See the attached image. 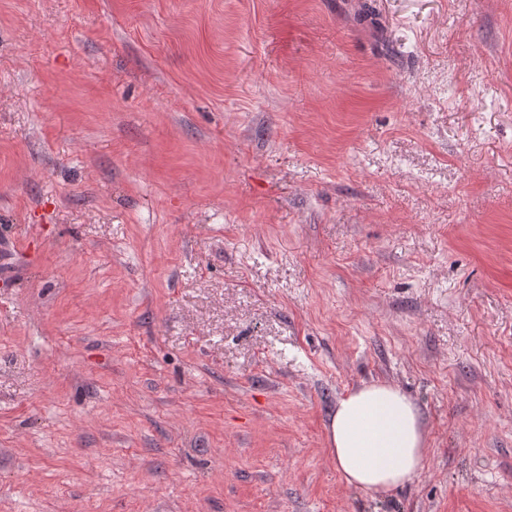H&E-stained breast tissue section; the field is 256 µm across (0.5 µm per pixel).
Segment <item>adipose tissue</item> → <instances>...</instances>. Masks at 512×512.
I'll use <instances>...</instances> for the list:
<instances>
[{
  "label": "adipose tissue",
  "instance_id": "1",
  "mask_svg": "<svg viewBox=\"0 0 512 512\" xmlns=\"http://www.w3.org/2000/svg\"><path fill=\"white\" fill-rule=\"evenodd\" d=\"M327 442L344 483L379 494L411 482L425 462L421 412L386 383L365 384L340 398Z\"/></svg>",
  "mask_w": 512,
  "mask_h": 512
}]
</instances>
